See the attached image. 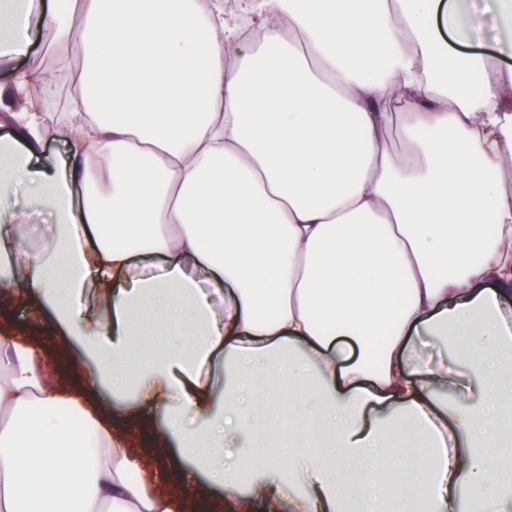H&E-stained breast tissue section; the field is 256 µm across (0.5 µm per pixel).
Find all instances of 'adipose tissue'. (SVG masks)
<instances>
[{"mask_svg": "<svg viewBox=\"0 0 512 512\" xmlns=\"http://www.w3.org/2000/svg\"><path fill=\"white\" fill-rule=\"evenodd\" d=\"M10 25L0 55L48 30L65 58L0 81V187L56 224L31 255L0 200V295L87 383L0 335V512H186L197 474L249 484L232 512H459L462 487L512 512V71L458 0H24ZM51 139L75 154L43 164ZM9 311L11 319L15 324L24 325L22 328L16 330L24 331L32 326H35L31 322L33 307L29 304L16 299V302L10 306ZM35 327H37V330L41 335H45L42 339L43 346L38 349L41 356L44 359L50 360L52 363L58 365L59 369L62 371H66L67 366L65 361L54 353L58 348V338L53 327L48 323H44ZM427 344L424 349L428 359H432L434 364H439L441 360L446 362H454L462 367V358L455 354L450 348L429 336L425 338Z\"/></svg>", "mask_w": 512, "mask_h": 512, "instance_id": "obj_1", "label": "adipose tissue"}]
</instances>
